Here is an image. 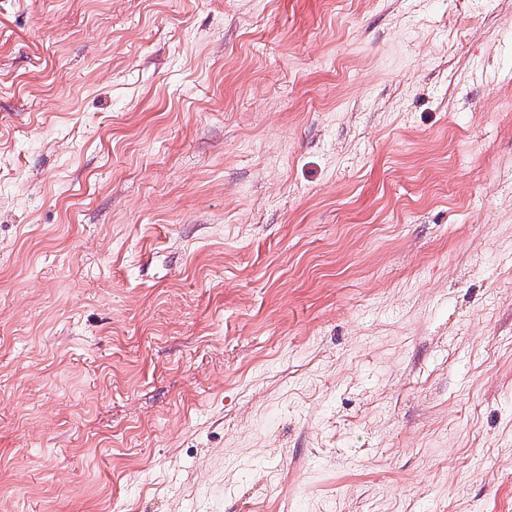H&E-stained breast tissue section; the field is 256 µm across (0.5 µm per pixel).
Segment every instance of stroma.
Listing matches in <instances>:
<instances>
[{
  "label": "stroma",
  "mask_w": 512,
  "mask_h": 512,
  "mask_svg": "<svg viewBox=\"0 0 512 512\" xmlns=\"http://www.w3.org/2000/svg\"><path fill=\"white\" fill-rule=\"evenodd\" d=\"M0 512H512V0H0Z\"/></svg>",
  "instance_id": "35a3bbf8"
}]
</instances>
